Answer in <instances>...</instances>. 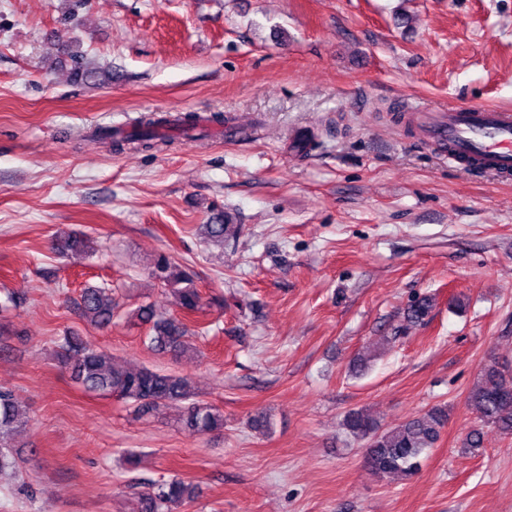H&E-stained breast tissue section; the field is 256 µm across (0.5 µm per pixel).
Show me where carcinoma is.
<instances>
[{
  "instance_id": "obj_1",
  "label": "carcinoma",
  "mask_w": 512,
  "mask_h": 512,
  "mask_svg": "<svg viewBox=\"0 0 512 512\" xmlns=\"http://www.w3.org/2000/svg\"><path fill=\"white\" fill-rule=\"evenodd\" d=\"M75 80L90 83L96 71L83 57L74 56ZM166 120L147 115L142 118V131L122 139H113L117 151L126 145L135 149L152 150L159 138L156 128ZM238 227L218 221L205 225L206 238L224 244L234 238ZM51 249L58 253L80 251V238L57 235ZM151 275L171 291L179 316H164L153 305H143L136 312L141 323L149 326V347L169 352L178 357L189 350L188 324L205 315L199 288L190 272L165 254L156 258ZM118 303L112 289L89 286L82 290L77 303L79 315L90 325L107 328L116 316ZM55 358L84 391L99 395L112 394L130 403L137 414L145 415L161 406L181 409L184 429L194 435H209L224 429V413L197 399L190 378L149 366L129 368L112 362V356L100 349L87 346L78 334L67 331L57 337ZM468 401L474 407L480 422L496 427L505 435H512V366L490 361L481 368L480 377L470 390ZM29 422L27 412L19 404L14 392L0 387V473L17 468L15 458L16 436ZM448 422V409L434 406L424 415L390 428L363 410H350L343 419L346 433L368 448L367 466L375 474L415 475L421 468L423 455L436 444ZM197 487L182 478H173L139 496L140 512H175L186 501L195 498Z\"/></svg>"
}]
</instances>
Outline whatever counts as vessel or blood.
Wrapping results in <instances>:
<instances>
[{
	"instance_id": "obj_1",
	"label": "vessel or blood",
	"mask_w": 512,
	"mask_h": 512,
	"mask_svg": "<svg viewBox=\"0 0 512 512\" xmlns=\"http://www.w3.org/2000/svg\"><path fill=\"white\" fill-rule=\"evenodd\" d=\"M423 142L452 165L512 176V111L471 105L438 112L411 111Z\"/></svg>"
}]
</instances>
